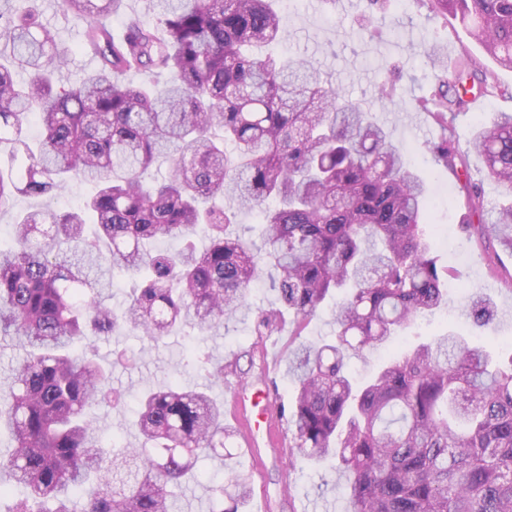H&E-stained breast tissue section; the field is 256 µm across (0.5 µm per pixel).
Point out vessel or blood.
<instances>
[{
	"label": "vessel or blood",
	"instance_id": "1",
	"mask_svg": "<svg viewBox=\"0 0 512 512\" xmlns=\"http://www.w3.org/2000/svg\"><path fill=\"white\" fill-rule=\"evenodd\" d=\"M230 415L244 436V448L251 459L253 476L262 471L264 448L284 446L282 423L273 407L272 396L265 383L234 390L228 401Z\"/></svg>",
	"mask_w": 512,
	"mask_h": 512
}]
</instances>
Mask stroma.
Returning a JSON list of instances; mask_svg holds the SVG:
<instances>
[{
	"label": "stroma",
	"mask_w": 512,
	"mask_h": 512,
	"mask_svg": "<svg viewBox=\"0 0 512 512\" xmlns=\"http://www.w3.org/2000/svg\"><path fill=\"white\" fill-rule=\"evenodd\" d=\"M39 5L43 20L59 29L62 40L73 49L64 77L78 81L89 70L87 59L77 50L82 23L65 19L58 11L57 0H39ZM274 6L286 31L283 46L288 55L312 61L325 81L342 88L353 102L370 110L372 119L386 125L394 138L404 144L412 165L426 180L430 200L427 221L438 230L432 240L433 255L444 263L450 247L459 245L465 250V260L455 264L454 276L448 281L452 300L449 309L419 318L396 339V346L440 334L454 324L475 344L495 353L507 352L512 347V292L506 291L489 269L494 266L512 273V253L489 249L477 236L461 231L462 184L435 162L428 145L438 140L440 132L427 113L419 111L417 103L431 95L439 74L425 54L429 44H438L452 59L469 54L478 68L494 73L504 85L512 86V71L497 68L458 18L431 17L415 0H383L379 8L368 0H355L344 11L333 8L327 0H274ZM383 84L393 88V95L386 102L377 95ZM90 191V185L76 181L48 202L17 198L14 212L0 214V237L10 238L15 212L47 203L55 208L76 207ZM474 292L494 301L497 316L493 323L480 326L466 317L468 297ZM274 299L266 283L255 282L249 295V310L237 313L220 330L192 341L172 336L150 342L134 331L98 341L99 356L110 367L112 386L121 395L117 404L92 411L103 435L118 438L123 445L136 443V433L129 429L128 422L137 408L138 394L146 386H161L175 378L191 389L211 387L213 397L219 400L243 381L262 378L272 386L279 403L289 404L292 383L288 377V352L300 339L315 341L331 336L333 315L331 308L320 310L299 338L292 336L291 324H284L276 332L275 346L270 351L277 368L269 372L253 349V328L256 309L270 306ZM196 353L228 367L238 364L240 371L235 374L228 370L222 384L210 385L204 372L191 362ZM284 484L291 489L290 497L285 499L279 495ZM339 484V476L329 464L300 457L289 468L279 449L270 448L266 451L264 481L253 484L252 495L267 496L273 503L272 512H346Z\"/></svg>",
	"instance_id": "obj_1"
}]
</instances>
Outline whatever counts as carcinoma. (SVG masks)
Segmentation results:
<instances>
[{
  "instance_id": "cac0c4a2",
  "label": "carcinoma",
  "mask_w": 512,
  "mask_h": 512,
  "mask_svg": "<svg viewBox=\"0 0 512 512\" xmlns=\"http://www.w3.org/2000/svg\"><path fill=\"white\" fill-rule=\"evenodd\" d=\"M34 2L0 9V151L11 160L0 213L70 178L96 192L78 210L17 214L0 243V339L20 351L0 380V430L14 442L0 456V497L8 482L23 488L9 512H174L177 491L200 477L210 512H241L250 477L209 391L172 381L145 393L136 448L99 435L92 409L120 396L94 340L125 327L154 341L219 329L262 277L276 301L256 312L259 336L287 315L300 336L335 299L332 337L288 352V461H335L347 512H512V357L450 329L391 355L362 386L349 374L350 359L447 303L448 270L432 255L425 180L390 130L311 61L267 52L283 41L271 0H144L117 41L108 18L124 0H61L97 59L76 84L62 75L72 50ZM421 2L460 17L512 70V0ZM130 72L141 81H126ZM455 72L418 103L443 131L429 151L464 179V229L512 252V113L480 121L469 141L502 188L490 220L452 125L468 105L457 85L511 100L512 87L477 75L467 54ZM160 157L167 175L147 178ZM216 198L232 207H204ZM243 211L261 214L258 248L228 232ZM163 238L183 247L152 249ZM118 272L138 286L116 310L106 300ZM494 312L470 297L473 318ZM194 359L224 382V364ZM202 457L223 461L224 478L196 474Z\"/></svg>"
}]
</instances>
